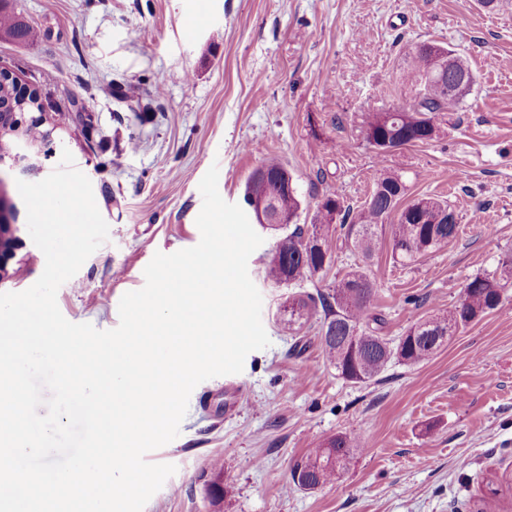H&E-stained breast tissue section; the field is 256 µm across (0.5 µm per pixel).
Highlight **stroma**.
I'll list each match as a JSON object with an SVG mask.
<instances>
[{
  "label": "stroma",
  "instance_id": "obj_1",
  "mask_svg": "<svg viewBox=\"0 0 512 512\" xmlns=\"http://www.w3.org/2000/svg\"><path fill=\"white\" fill-rule=\"evenodd\" d=\"M37 31L0 34V69L38 88L47 136L14 150L8 173L23 241L0 293L30 288L45 267L26 229L17 180L38 182L70 151L91 181L109 236L57 293L63 316L119 324L121 297L145 284L155 253L198 244L199 183L242 204L248 176L269 160L291 174L298 222L340 195L359 206L380 170L404 171L408 198L446 201L459 226L441 250L393 265L387 241L369 261L375 310L394 338L445 313L476 275L512 254V0H5ZM449 49L474 82L437 115L436 136L378 154L372 115L409 102L402 83L416 43ZM277 240L249 258L271 344L241 373L192 391L179 435L148 452L175 473L143 512H471L488 485L512 512V288L430 360L393 364L365 384L338 376L319 318L296 343L276 320L288 296L263 278ZM357 438L348 468L314 490L294 486L295 459L336 434ZM220 460L221 473L210 468ZM224 489L211 504L209 482Z\"/></svg>",
  "mask_w": 512,
  "mask_h": 512
}]
</instances>
